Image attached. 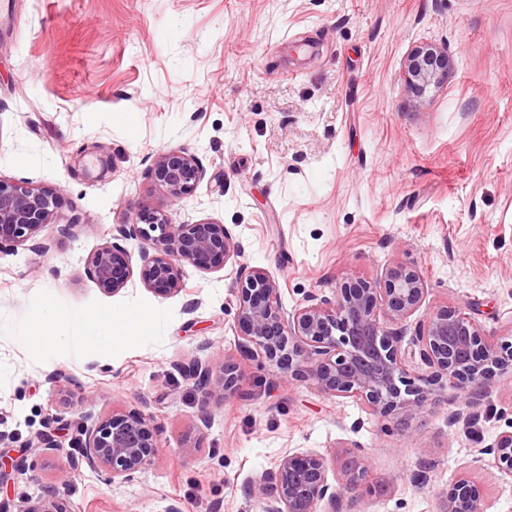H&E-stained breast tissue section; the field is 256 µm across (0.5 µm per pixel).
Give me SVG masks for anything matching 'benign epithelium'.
<instances>
[{"mask_svg": "<svg viewBox=\"0 0 512 512\" xmlns=\"http://www.w3.org/2000/svg\"><path fill=\"white\" fill-rule=\"evenodd\" d=\"M404 83L422 98L448 80V51L433 44L412 48L403 61ZM153 174L175 200L193 195L203 176L196 158L181 150L158 153ZM58 188L35 187L25 180L0 178V250L31 243L44 252L38 236L51 223ZM115 240H141L153 253L142 255L139 279L159 294L183 290V266L203 270L229 263L236 270V311L241 328L238 349L274 369L281 382L311 378L329 397H351L408 430V423L435 391L451 388L465 405L473 406L496 375L512 373V345L504 348L481 333L472 317L443 306L418 323L411 344L427 374L415 378L406 365L403 346L406 321L421 306L428 288L415 270L402 266L386 270L384 280L346 281L331 295L314 294L291 311L281 301V288L266 269L239 263L241 248L231 231L216 222L175 224L165 212L144 206L132 224H118ZM85 270L98 288L115 294L134 275L131 254L119 244L106 243L85 260ZM185 372L210 395L243 396L242 371L232 357L219 364L196 360ZM80 465L103 471L110 482L126 481L149 466L158 453L152 419L140 411L104 416L92 426L77 421ZM38 451L61 447L52 434L28 441ZM482 458L512 476V431L478 449ZM327 459L316 452L284 457L275 481L260 480L250 492L263 502V512H351L355 495L375 493L363 448L342 452L336 484L328 481ZM440 512H486L477 486L460 473L441 496Z\"/></svg>", "mask_w": 512, "mask_h": 512, "instance_id": "obj_1", "label": "benign epithelium"}]
</instances>
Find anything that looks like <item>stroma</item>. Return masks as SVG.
Returning a JSON list of instances; mask_svg holds the SVG:
<instances>
[{
    "instance_id": "35a3bbf8",
    "label": "stroma",
    "mask_w": 512,
    "mask_h": 512,
    "mask_svg": "<svg viewBox=\"0 0 512 512\" xmlns=\"http://www.w3.org/2000/svg\"><path fill=\"white\" fill-rule=\"evenodd\" d=\"M427 42L447 48L448 82L419 99L402 64ZM170 149L204 170L181 201L152 173ZM0 177L60 189L49 251L0 252V456L21 463L1 500L50 487L63 512H263L249 488L285 456L357 444L385 488L358 512H439L460 471L487 512H512V477L476 459L512 429V377H495L473 425L453 423L463 404L445 389L406 434L312 380L273 384L254 358L248 398L209 397L182 366L237 356L234 268L184 266V290L161 296L136 278L104 293L84 265L147 205L226 225L286 309L402 265L428 288L409 325L448 305L512 343V0H11ZM48 304L55 340L41 335ZM105 309L114 328L136 315L149 329L105 336ZM63 391L93 420L152 416L154 463L112 483L69 469L70 431L61 449L28 448L56 428Z\"/></svg>"
}]
</instances>
